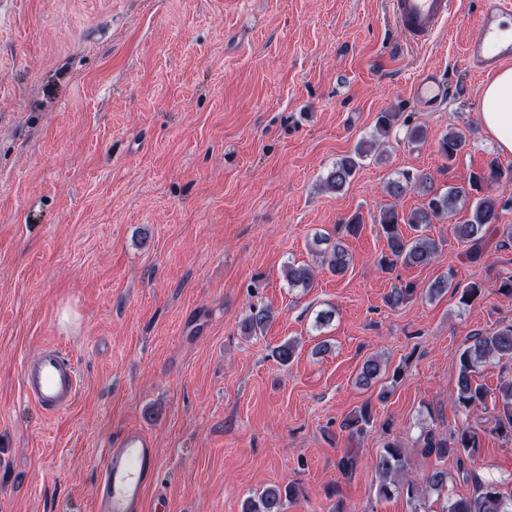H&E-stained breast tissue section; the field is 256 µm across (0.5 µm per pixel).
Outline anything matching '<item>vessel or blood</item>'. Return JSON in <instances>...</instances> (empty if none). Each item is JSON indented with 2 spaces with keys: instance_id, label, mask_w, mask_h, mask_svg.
Returning <instances> with one entry per match:
<instances>
[{
  "instance_id": "b4317fda",
  "label": "vessel or blood",
  "mask_w": 512,
  "mask_h": 512,
  "mask_svg": "<svg viewBox=\"0 0 512 512\" xmlns=\"http://www.w3.org/2000/svg\"><path fill=\"white\" fill-rule=\"evenodd\" d=\"M451 11L452 0H388V14L410 47L429 43ZM508 17H512V0H486L465 48V59L475 72L490 74L512 62V37L501 35ZM454 93V84L433 70L416 75L410 86L411 98L430 109ZM80 382L77 362L57 343L44 344L21 367L26 399L48 414L66 411L78 396ZM157 470L154 440L138 427L123 430L101 462L95 512H141L146 487Z\"/></svg>"
}]
</instances>
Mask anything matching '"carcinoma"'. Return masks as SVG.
I'll list each match as a JSON object with an SVG mask.
<instances>
[{
	"mask_svg": "<svg viewBox=\"0 0 512 512\" xmlns=\"http://www.w3.org/2000/svg\"><path fill=\"white\" fill-rule=\"evenodd\" d=\"M400 119L398 112L379 114L375 132L371 139L362 143L354 153L347 155L333 165L323 180L324 190L332 193L342 191L350 184L360 168L361 160L368 153L381 149L384 139L388 137L393 125ZM466 147L463 132L450 130L438 141V151L448 161H453ZM493 183L512 184V168L503 169L495 163L488 168L470 174L468 187H451L446 191L433 188L431 178L426 173L412 175L388 182L387 193L399 198L410 188L420 190L424 201L421 206L408 212L399 211L394 206L384 207L374 216L378 232L386 241L385 252L378 260V265L385 272L392 271L397 265L405 267H425L436 258L441 243L421 234V229L444 219L455 212L460 199H469L470 216L468 220L455 227L457 236L464 241H471L480 249L488 242L495 231L500 212L512 205V196L506 198L489 192ZM320 266L328 268L333 274H342L350 264V255L343 242L336 241L318 252ZM284 277L291 288H308L313 281V271L304 265L288 264L284 267ZM454 288L460 293V303L466 305L478 297L483 285L471 282L465 286L453 283L446 276L437 278L428 288L431 296L440 295ZM417 285L411 281L391 288L386 296V303L398 308L410 302L416 295ZM272 312L267 308L252 309L244 323V331L255 335L264 330L272 320ZM504 358L512 361V326L482 335L470 337V344L460 352L456 364L457 390L455 405L460 409L492 403L495 413L494 430L512 435V376L500 380L496 395L488 399L489 391L477 381L479 367L491 359ZM381 362L375 357L367 358L357 374V382L369 387L381 375ZM373 422L372 408L366 403L354 410L344 422V428L352 436L362 434ZM478 450L476 433L464 427L457 433L447 436L434 429H427L422 434L420 452L425 456H434L439 460L454 457L459 469H464V461L470 459ZM408 466L407 451L397 441H388L383 445L377 457L376 471L379 476V494L389 497L403 493L411 502L419 501L428 492L442 493L448 488V471L437 469L430 473L423 483L418 484L406 477ZM292 486L274 485L265 488L257 497L245 501L243 512H284L285 500L293 497ZM442 512H512V493H505L492 481L476 482L475 491L468 497L446 498Z\"/></svg>",
	"mask_w": 512,
	"mask_h": 512,
	"instance_id": "1",
	"label": "carcinoma"
}]
</instances>
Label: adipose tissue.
Instances as JSON below:
<instances>
[{"label": "adipose tissue", "instance_id": "1", "mask_svg": "<svg viewBox=\"0 0 512 512\" xmlns=\"http://www.w3.org/2000/svg\"><path fill=\"white\" fill-rule=\"evenodd\" d=\"M481 115L497 150L512 154V69L500 72L480 94Z\"/></svg>", "mask_w": 512, "mask_h": 512}]
</instances>
